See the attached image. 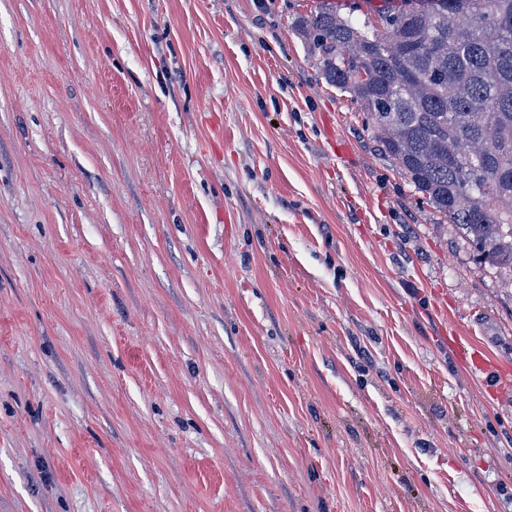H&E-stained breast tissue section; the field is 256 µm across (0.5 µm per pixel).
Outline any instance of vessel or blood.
<instances>
[{
  "mask_svg": "<svg viewBox=\"0 0 512 512\" xmlns=\"http://www.w3.org/2000/svg\"><path fill=\"white\" fill-rule=\"evenodd\" d=\"M456 360L493 396L512 391V365L495 359L468 337L451 333L446 338Z\"/></svg>",
  "mask_w": 512,
  "mask_h": 512,
  "instance_id": "b4317fda",
  "label": "vessel or blood"
}]
</instances>
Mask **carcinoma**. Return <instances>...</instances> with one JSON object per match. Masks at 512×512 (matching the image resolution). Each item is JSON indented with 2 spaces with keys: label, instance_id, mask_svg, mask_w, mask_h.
<instances>
[{
  "label": "carcinoma",
  "instance_id": "obj_1",
  "mask_svg": "<svg viewBox=\"0 0 512 512\" xmlns=\"http://www.w3.org/2000/svg\"><path fill=\"white\" fill-rule=\"evenodd\" d=\"M304 33L385 156L512 285V0H415L359 25L322 9Z\"/></svg>",
  "mask_w": 512,
  "mask_h": 512
}]
</instances>
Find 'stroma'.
I'll use <instances>...</instances> for the list:
<instances>
[{"label":"stroma","mask_w":512,"mask_h":512,"mask_svg":"<svg viewBox=\"0 0 512 512\" xmlns=\"http://www.w3.org/2000/svg\"><path fill=\"white\" fill-rule=\"evenodd\" d=\"M404 6L0 0V512H512V288L303 32ZM448 336H442L456 360L479 381L491 396H503L512 391V366L495 359L485 348L466 336L459 335L448 323Z\"/></svg>","instance_id":"obj_1"}]
</instances>
